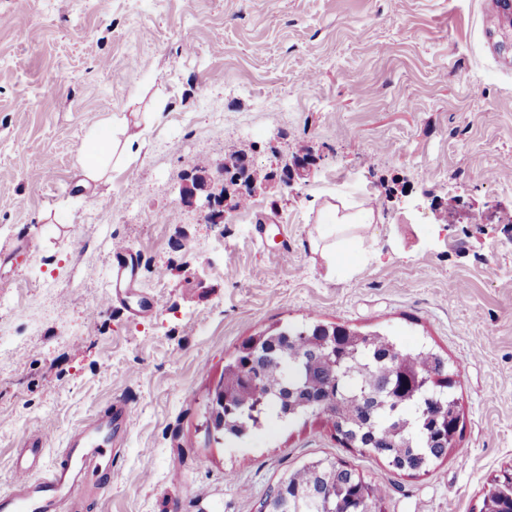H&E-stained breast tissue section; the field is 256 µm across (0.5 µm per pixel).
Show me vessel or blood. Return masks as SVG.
Listing matches in <instances>:
<instances>
[{"mask_svg":"<svg viewBox=\"0 0 512 512\" xmlns=\"http://www.w3.org/2000/svg\"><path fill=\"white\" fill-rule=\"evenodd\" d=\"M139 260L127 246L114 245L107 273L108 298H121L138 281ZM112 415L72 433L45 475H37L29 460L14 465L16 488L0 494V512H65L66 504L87 493L104 459L112 453Z\"/></svg>","mask_w":512,"mask_h":512,"instance_id":"vessel-or-blood-1","label":"vessel or blood"}]
</instances>
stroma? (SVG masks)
Listing matches in <instances>:
<instances>
[{"label": "stroma", "instance_id": "1", "mask_svg": "<svg viewBox=\"0 0 512 512\" xmlns=\"http://www.w3.org/2000/svg\"><path fill=\"white\" fill-rule=\"evenodd\" d=\"M111 113L147 144L76 198L75 158ZM243 147L249 204L207 223L179 186ZM297 154L315 165L270 180ZM334 206L366 249L336 271L320 238ZM116 242L139 255V285L109 303ZM311 317L447 355L459 450L409 476L317 416L209 438L225 361ZM113 408L127 420L112 469L75 512H258L283 472L323 457L384 485V512H481L512 470V33L497 0H0V493L16 456L42 444L47 472Z\"/></svg>", "mask_w": 512, "mask_h": 512}]
</instances>
